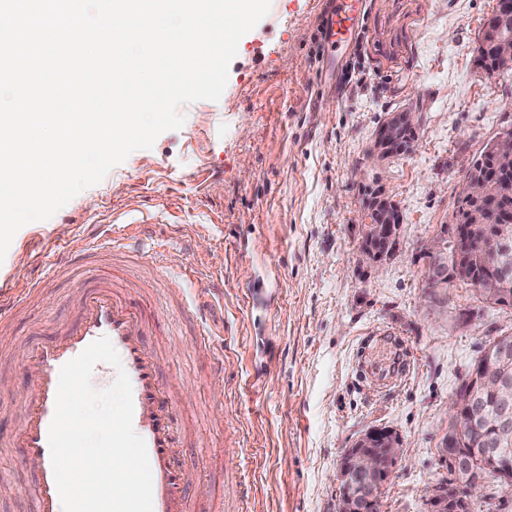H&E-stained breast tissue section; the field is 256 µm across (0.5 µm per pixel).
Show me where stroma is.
Returning a JSON list of instances; mask_svg holds the SVG:
<instances>
[{"instance_id": "stroma-1", "label": "stroma", "mask_w": 512, "mask_h": 512, "mask_svg": "<svg viewBox=\"0 0 512 512\" xmlns=\"http://www.w3.org/2000/svg\"><path fill=\"white\" fill-rule=\"evenodd\" d=\"M365 2L364 32L335 75L318 63L331 0H272L219 101L182 106L180 129L16 233L0 282L43 285L0 329V474L11 487L0 512H31L37 473L9 445L27 393L20 363L75 320L100 277L152 316L148 341L191 427L190 512H336L341 454L383 427L404 455L380 512H428V485L448 475V406L488 339L512 333V307L480 305L463 283L435 299L424 245L452 223L464 165L512 131V70L489 78L475 64L497 0ZM405 110L418 119L413 150L372 161L376 128ZM366 182L402 216L397 249L377 266L360 250ZM132 220L153 225L155 252L79 257L50 274L59 244ZM196 268L210 327L224 332L220 379L199 320L168 288Z\"/></svg>"}]
</instances>
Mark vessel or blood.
I'll use <instances>...</instances> for the list:
<instances>
[{"label": "vessel or blood", "instance_id": "vessel-or-blood-1", "mask_svg": "<svg viewBox=\"0 0 512 512\" xmlns=\"http://www.w3.org/2000/svg\"><path fill=\"white\" fill-rule=\"evenodd\" d=\"M362 0H336L324 20L322 39L328 52L326 64L338 70V49L359 35ZM145 243L139 232L116 224L93 230L77 243L61 245V253H141ZM148 314L130 297L119 295L109 281L98 280L82 291L75 321L62 325L48 343L31 348L21 364L30 384L13 447L21 457L40 460L36 478L35 512H62L48 444L55 411L59 370L90 343L108 336L121 355L133 392V425L147 446L153 478V512H189L186 491L190 477L180 462V448L187 430L180 424L169 386L157 369V356L145 336Z\"/></svg>", "mask_w": 512, "mask_h": 512}]
</instances>
